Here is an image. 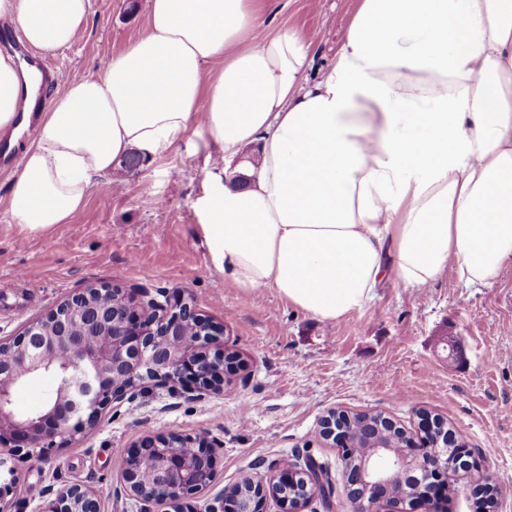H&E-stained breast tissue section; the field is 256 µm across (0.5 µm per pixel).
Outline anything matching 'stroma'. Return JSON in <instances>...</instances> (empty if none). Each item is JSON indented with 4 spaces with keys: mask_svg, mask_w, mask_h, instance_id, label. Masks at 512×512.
<instances>
[{
    "mask_svg": "<svg viewBox=\"0 0 512 512\" xmlns=\"http://www.w3.org/2000/svg\"><path fill=\"white\" fill-rule=\"evenodd\" d=\"M356 7L357 0H279L270 28L311 35L313 81L333 61ZM146 26L147 0H91L78 39L49 53L59 76L43 100L74 75H102ZM198 141L189 129L162 158L97 178L69 223L41 232L17 225L9 202L17 172L0 170V337L108 283L192 301L223 324L224 342L240 358L223 393L196 397L150 384L102 409L72 443L41 458L12 454L16 479L0 490V512H36L46 490L71 483L92 487L101 512H138L122 488L123 457L147 434L215 442V485L185 498L196 512L244 478H269L272 464L301 467L310 458L326 468L332 496L312 498L306 512H353L342 450L320 435L332 409L380 412L409 432L419 412L443 417L474 460L449 472L447 512H476L475 490L488 479L498 488L494 512H512V266L479 288L449 273L420 289L389 277L365 308L333 322L292 307L272 288L243 294L216 270L206 244L207 153ZM445 336L457 341V359H447Z\"/></svg>",
    "mask_w": 512,
    "mask_h": 512,
    "instance_id": "stroma-1",
    "label": "stroma"
}]
</instances>
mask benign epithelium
Segmentation results:
<instances>
[{
	"mask_svg": "<svg viewBox=\"0 0 512 512\" xmlns=\"http://www.w3.org/2000/svg\"><path fill=\"white\" fill-rule=\"evenodd\" d=\"M188 323L201 327L194 342L183 336ZM236 359L224 349V325L189 302L168 309L145 291L89 286L29 322L18 336L0 339V453L24 449L33 455L67 444L105 404H122L148 381L170 392L190 384L201 395L222 392L224 370ZM43 374L56 383L46 404L32 413L16 412V390ZM351 429L352 418L344 411L334 409L323 421V435L339 444L346 458L356 446ZM395 430L384 416L358 428L372 454L358 468H344L343 478L360 512H379L381 503L407 498L430 506L445 495L441 478L448 473V445L455 441L447 423L428 418L416 436ZM395 440L401 451L393 455L388 449ZM433 448L443 454L431 453ZM273 469L277 476L268 482L248 477L233 489L232 512H261L268 493L287 512H304L325 482L312 467L281 463ZM122 478L140 512H182L186 494L204 491L216 479L214 447L201 438L146 435L127 451ZM298 486L303 496L286 494ZM37 512H100V502L96 491L74 483L44 499Z\"/></svg>",
	"mask_w": 512,
	"mask_h": 512,
	"instance_id": "1",
	"label": "benign epithelium"
}]
</instances>
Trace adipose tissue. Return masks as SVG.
<instances>
[{
	"instance_id": "1",
	"label": "adipose tissue",
	"mask_w": 512,
	"mask_h": 512,
	"mask_svg": "<svg viewBox=\"0 0 512 512\" xmlns=\"http://www.w3.org/2000/svg\"><path fill=\"white\" fill-rule=\"evenodd\" d=\"M91 0H0L41 50L70 45ZM146 31L103 75L39 110L10 209L66 223L94 177L162 157L191 126L224 159L257 147L245 187L208 171L212 260L245 294L273 288L335 321L386 276L464 287L512 263V0H359L334 63L309 81V40L270 32L269 0H147ZM220 63L214 77L210 64ZM42 74L0 54V133L21 132Z\"/></svg>"
}]
</instances>
